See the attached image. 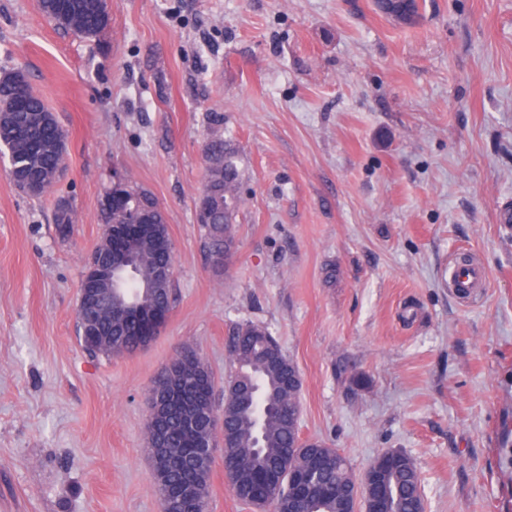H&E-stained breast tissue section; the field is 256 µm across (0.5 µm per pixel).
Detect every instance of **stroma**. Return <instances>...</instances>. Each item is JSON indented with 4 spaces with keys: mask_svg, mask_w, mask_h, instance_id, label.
Masks as SVG:
<instances>
[{
    "mask_svg": "<svg viewBox=\"0 0 512 512\" xmlns=\"http://www.w3.org/2000/svg\"><path fill=\"white\" fill-rule=\"evenodd\" d=\"M109 5L82 38L0 0V69L67 134L40 197L0 157V512H161L148 390L189 347L223 408L248 322L299 371L302 438L357 475L402 450L426 512H512V0H418L411 25L375 0ZM214 137L241 171L220 273L195 210ZM120 177L165 210L174 303L144 350L95 358L76 308ZM462 253L486 270L475 299L448 284Z\"/></svg>",
    "mask_w": 512,
    "mask_h": 512,
    "instance_id": "obj_1",
    "label": "stroma"
}]
</instances>
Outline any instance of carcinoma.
<instances>
[{
	"instance_id": "obj_1",
	"label": "carcinoma",
	"mask_w": 512,
	"mask_h": 512,
	"mask_svg": "<svg viewBox=\"0 0 512 512\" xmlns=\"http://www.w3.org/2000/svg\"><path fill=\"white\" fill-rule=\"evenodd\" d=\"M377 9L411 24L418 15L416 0H376ZM56 25L77 36L94 37L109 23L108 11L98 0H67L65 13L52 17ZM26 82L19 71L0 74V154L8 157L13 177L37 183L43 168L62 165L65 149L57 147L47 118L51 111L35 94H29L23 110L13 109L17 91ZM206 167L203 187L198 195L196 215L206 230V247L213 267L220 272L233 255V223L239 207L237 188L241 180L235 153L222 140H212L204 149ZM123 200L110 197L101 206L103 224H121L143 218L155 224V235L139 247L131 277L120 279L119 289L149 308L171 309L172 286L155 285L156 270L174 262V245L169 236L163 207L150 191L124 183ZM72 210L59 201L55 212L56 231L62 237L72 227ZM93 329L79 337L82 346L96 357L133 355L152 340L142 335L138 320L126 313L95 310ZM233 371L224 382V398L239 395L248 403L224 408L218 419L223 461L239 468L238 498L246 504L268 501L278 512H341L336 487H348L353 472L345 455L317 440L310 452L299 454L303 447L300 426L295 414L301 411L302 382L289 378L291 361L277 340L265 327L239 325L229 342ZM177 379L190 385V404L175 413L160 411L154 425L147 429V450L168 448L180 461L176 468L153 477L161 512H208L209 474L197 477V499L186 496L185 483L190 465L199 448L198 437L210 435L204 417L194 416L197 407L214 405L213 381L196 351L185 347L176 359ZM294 472L307 479L306 494L289 501L288 491L273 483L278 472ZM379 512H424L423 495L417 469L407 455L398 456L389 466L381 485Z\"/></svg>"
}]
</instances>
